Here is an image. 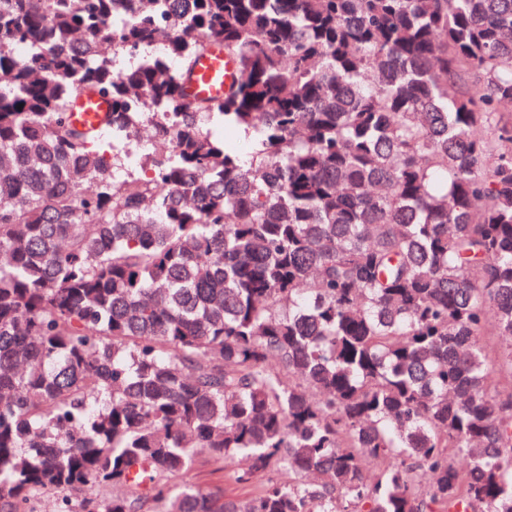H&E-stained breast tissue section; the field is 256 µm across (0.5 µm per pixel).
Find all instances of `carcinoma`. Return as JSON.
<instances>
[{
    "mask_svg": "<svg viewBox=\"0 0 512 512\" xmlns=\"http://www.w3.org/2000/svg\"><path fill=\"white\" fill-rule=\"evenodd\" d=\"M0 80V512H512V0H0ZM235 72L236 63L224 54V48L211 47L197 60L189 83V92L197 98L223 99L224 92L232 83ZM110 112V103L100 96H84L74 100L69 108L70 122L78 127L100 129ZM233 466V463L228 462L224 465V469L215 470V466L208 463H200L193 468L188 478L201 487L220 485L229 494L236 496L249 495L252 492L251 486H240L233 481Z\"/></svg>",
    "mask_w": 512,
    "mask_h": 512,
    "instance_id": "carcinoma-1",
    "label": "carcinoma"
}]
</instances>
